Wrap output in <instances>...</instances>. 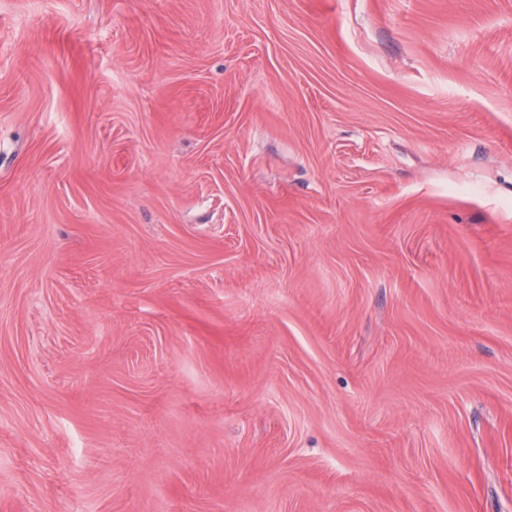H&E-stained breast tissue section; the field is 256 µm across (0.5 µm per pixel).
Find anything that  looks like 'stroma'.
Returning <instances> with one entry per match:
<instances>
[{
    "mask_svg": "<svg viewBox=\"0 0 512 512\" xmlns=\"http://www.w3.org/2000/svg\"><path fill=\"white\" fill-rule=\"evenodd\" d=\"M0 512H512V0H0Z\"/></svg>",
    "mask_w": 512,
    "mask_h": 512,
    "instance_id": "obj_1",
    "label": "stroma"
}]
</instances>
